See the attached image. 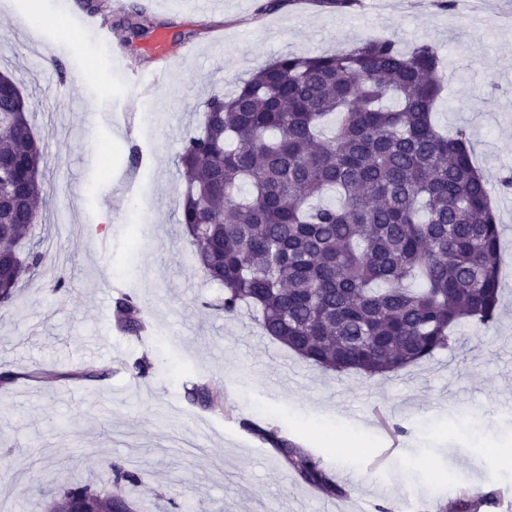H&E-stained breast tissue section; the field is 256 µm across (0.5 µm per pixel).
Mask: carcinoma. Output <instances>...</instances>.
Here are the masks:
<instances>
[{"label":"carcinoma","instance_id":"cac0c4a2","mask_svg":"<svg viewBox=\"0 0 512 512\" xmlns=\"http://www.w3.org/2000/svg\"><path fill=\"white\" fill-rule=\"evenodd\" d=\"M438 51L366 39L340 52L283 55L211 97L179 155V223L191 257L224 288L219 308L245 306L264 333L306 361L366 378L397 373L449 346L463 323L498 316L500 225L464 130L439 131ZM31 102L0 73V304L44 255L30 243L46 189L44 147ZM337 194L335 203L321 201ZM116 325L139 334L141 309L115 298ZM57 382L84 371L36 369ZM211 410L223 398L188 392ZM308 485L346 490L320 460L255 428ZM112 484L147 479L110 463ZM134 512L123 496L87 484L58 491L46 512Z\"/></svg>","mask_w":512,"mask_h":512}]
</instances>
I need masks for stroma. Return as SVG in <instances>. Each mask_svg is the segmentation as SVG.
Returning <instances> with one entry per match:
<instances>
[{"instance_id": "35a3bbf8", "label": "stroma", "mask_w": 512, "mask_h": 512, "mask_svg": "<svg viewBox=\"0 0 512 512\" xmlns=\"http://www.w3.org/2000/svg\"><path fill=\"white\" fill-rule=\"evenodd\" d=\"M43 0L62 24L32 34L33 0H0V71L12 74L45 144L46 194L33 230L45 255L0 304V501L44 512L75 483L108 491L110 462L146 472L122 487L151 512H453L492 492L512 512V0L438 8L437 0H361L339 13L321 0ZM140 12L143 33L127 20ZM397 37L434 46L445 90L440 129L464 128L501 226L496 321L463 328L449 348L398 373L366 379L322 370L266 336L247 309L193 265L179 222L177 158L210 96L274 58ZM54 60L39 58L40 43ZM80 51H73V43ZM108 82H101L100 72ZM105 250L95 252L90 238ZM64 288H56L57 279ZM132 295L153 332L119 330L102 296ZM146 358L139 376L132 363ZM81 369L91 380L36 383L37 369ZM221 393L214 412L188 396ZM274 429L304 448L348 495L304 483L261 440Z\"/></svg>"}]
</instances>
